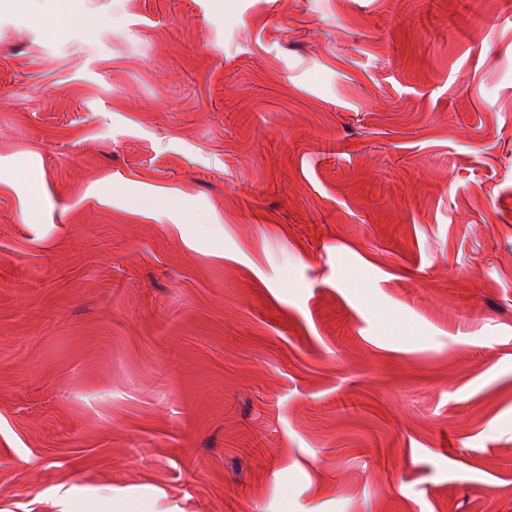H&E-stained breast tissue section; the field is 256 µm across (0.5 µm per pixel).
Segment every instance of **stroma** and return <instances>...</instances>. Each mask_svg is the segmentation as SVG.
Returning <instances> with one entry per match:
<instances>
[{"instance_id": "35a3bbf8", "label": "stroma", "mask_w": 512, "mask_h": 512, "mask_svg": "<svg viewBox=\"0 0 512 512\" xmlns=\"http://www.w3.org/2000/svg\"><path fill=\"white\" fill-rule=\"evenodd\" d=\"M73 5L0 0V512H512L507 0ZM121 501L112 498V493L97 495L93 501L83 499L72 500L68 512H126L120 505Z\"/></svg>"}]
</instances>
